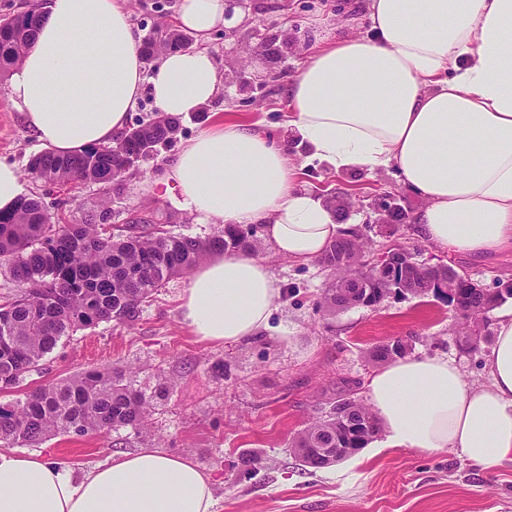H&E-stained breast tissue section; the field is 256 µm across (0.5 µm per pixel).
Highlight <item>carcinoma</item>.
Wrapping results in <instances>:
<instances>
[{
    "label": "carcinoma",
    "instance_id": "carcinoma-1",
    "mask_svg": "<svg viewBox=\"0 0 512 512\" xmlns=\"http://www.w3.org/2000/svg\"><path fill=\"white\" fill-rule=\"evenodd\" d=\"M35 11L0 20V78L16 65L34 31ZM191 39L184 33L157 28L143 39L142 53L152 62L162 53L186 50ZM179 130V118L156 112L146 122L125 130L121 144L94 146L80 154L57 156L50 151L29 158L27 173L52 186L71 181L96 185L98 202L82 211L81 220L62 224L48 213L40 195L20 198L14 211L0 212V270L20 286L18 293L0 304V392L22 386L27 376L39 370L41 361L64 337L100 322L136 321L146 303L172 279L189 274L214 254L261 249L252 226L224 227V232L205 240L174 234L155 218L131 216L112 223L115 200L125 181L114 172L125 168L144 148L171 142ZM368 243L354 234L336 240L321 263L334 281L324 291L320 308L334 316L355 307L344 290L349 270L344 261L350 254L365 258ZM405 277L411 295L433 292L421 279L419 263L409 264ZM371 292L380 302L392 294L383 280L366 281L361 292ZM491 297L482 288H465L462 338L472 346L471 323L493 310ZM408 343L390 339L374 347V362L402 357ZM132 366L91 368L57 383L29 388L23 396L0 405V443L37 445L58 436L115 434L119 441L151 436L149 418L176 380L167 378L152 393L135 387ZM369 406L356 399H339L325 415L312 421L295 437L292 447L308 467L316 448H334L343 440L358 448L359 437H351L350 424L374 421Z\"/></svg>",
    "mask_w": 512,
    "mask_h": 512
}]
</instances>
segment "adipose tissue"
<instances>
[{"instance_id": "obj_1", "label": "adipose tissue", "mask_w": 512, "mask_h": 512, "mask_svg": "<svg viewBox=\"0 0 512 512\" xmlns=\"http://www.w3.org/2000/svg\"><path fill=\"white\" fill-rule=\"evenodd\" d=\"M7 78L9 103L40 145L74 155L112 143L142 92L160 111H200L222 89L203 48L160 56L146 73L127 0H47ZM226 0H181L177 24L199 40L224 25ZM364 36L324 39L288 87V130L308 162L334 171L396 169L423 200L412 222L443 250H512V0H365ZM285 146L254 125L216 120L186 142L150 191L200 224H259L278 255L307 262L343 237L324 198L299 187ZM281 288L250 252L199 264L179 305L199 341L224 345L266 329ZM469 387L443 357L372 371L366 395L386 445L454 451L486 472L512 468V311ZM212 480L151 447L113 454L74 477L0 450V512H213Z\"/></svg>"}]
</instances>
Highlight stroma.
<instances>
[{"instance_id":"obj_1","label":"stroma","mask_w":512,"mask_h":512,"mask_svg":"<svg viewBox=\"0 0 512 512\" xmlns=\"http://www.w3.org/2000/svg\"><path fill=\"white\" fill-rule=\"evenodd\" d=\"M180 0H128L142 34L154 27L175 28ZM261 20L263 33L286 39L292 53L269 62L250 55L247 23ZM353 0H242L208 48L220 73L229 77L221 94L203 111L185 115L175 139L142 161L125 194L115 204L124 214L152 206L169 216L177 233L200 239L221 234L218 224H198L167 197H151L146 184L160 180L181 144L219 116L260 123L273 138H287V89L309 49L325 35H364ZM41 147L8 103L0 81V160L25 169ZM288 151L307 187L328 186L349 201L341 223L366 240L372 253L399 245L420 260L449 264L478 284L495 288L512 280V253L471 259L427 244L412 224L391 237L374 223L375 202L400 198L407 211L420 199L394 169L336 172L306 165L305 145L289 140ZM262 258L278 280L269 326L233 345L197 342L182 324L180 296L188 280H171L146 304L134 324L102 322L62 339L29 386L55 383L87 368L136 365L137 384L154 388L162 377L177 384L150 417V447L193 461L212 479L213 512H512V469L488 473L454 452L429 453L390 448L378 435L356 454L334 465L302 466L289 441L338 398L365 400L364 383L375 370L370 350L402 337L414 355L454 360L469 385L489 382L485 356L495 336L496 312L479 320L477 348L461 344L459 318L442 299L391 295L374 307H355L333 316L316 309L332 282L320 262L300 264L264 247ZM43 457L81 472L113 453L112 437L57 436L35 446ZM257 458L248 467V458Z\"/></svg>"}]
</instances>
